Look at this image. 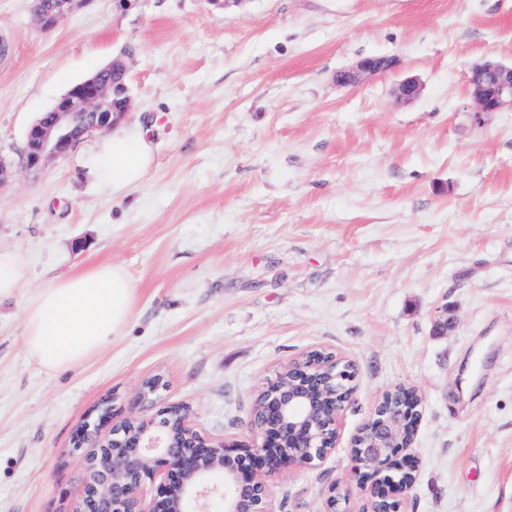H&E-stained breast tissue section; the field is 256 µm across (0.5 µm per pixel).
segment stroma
Listing matches in <instances>:
<instances>
[{
    "label": "stroma",
    "instance_id": "obj_1",
    "mask_svg": "<svg viewBox=\"0 0 512 512\" xmlns=\"http://www.w3.org/2000/svg\"><path fill=\"white\" fill-rule=\"evenodd\" d=\"M120 55L122 125L153 148L142 181L88 177L98 132L22 168L34 120ZM383 56L394 69L337 83ZM481 60L512 63V0H80L50 30L0 0V249L27 266L0 300V512H73L72 436L111 398L247 439L259 392L319 348L355 364L354 394L335 452L270 480L276 512L336 494L363 512L350 443L399 386L422 400L404 512H512V111L474 123ZM408 77L422 92L397 102ZM102 264L134 289L127 326L46 372L24 308ZM154 377L158 404L138 402Z\"/></svg>",
    "mask_w": 512,
    "mask_h": 512
}]
</instances>
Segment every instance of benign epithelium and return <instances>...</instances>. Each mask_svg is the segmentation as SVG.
<instances>
[{
  "label": "benign epithelium",
  "mask_w": 512,
  "mask_h": 512,
  "mask_svg": "<svg viewBox=\"0 0 512 512\" xmlns=\"http://www.w3.org/2000/svg\"><path fill=\"white\" fill-rule=\"evenodd\" d=\"M76 2L50 0L36 18L50 30ZM393 65L392 59L366 58L340 71L336 81L352 85ZM125 78L126 70L109 63L71 87L30 126L21 164L41 168L63 160L84 136L116 126L129 107ZM468 84L476 102V124L487 113L512 109V64L477 63ZM421 91L416 79L406 78L396 98L409 102ZM355 378L352 362L306 352L258 395L248 441L204 436L181 405L164 406L150 419L123 415L108 405L95 427L108 429L106 438L94 440L86 428L73 438L72 451L82 457L85 468L75 512H195L194 505L207 497L221 500L224 512H274L268 480L290 467L314 466L334 452L340 415L351 400ZM161 386L157 378L147 380L136 397L150 401ZM420 418V397L397 387L384 393L352 439L357 486L366 499L363 512H378L383 501L402 507L414 485L407 473L417 471L413 444ZM218 475L221 481L216 483ZM148 484L153 494L144 504L140 492Z\"/></svg>",
  "instance_id": "obj_1"
}]
</instances>
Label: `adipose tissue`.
<instances>
[{"label": "adipose tissue", "mask_w": 512, "mask_h": 512, "mask_svg": "<svg viewBox=\"0 0 512 512\" xmlns=\"http://www.w3.org/2000/svg\"><path fill=\"white\" fill-rule=\"evenodd\" d=\"M152 162L146 138L118 128L93 149L88 174L118 191L139 183ZM132 306L133 289L118 267L99 265L55 280L25 310V350L48 371L71 369L120 334Z\"/></svg>", "instance_id": "obj_1"}]
</instances>
